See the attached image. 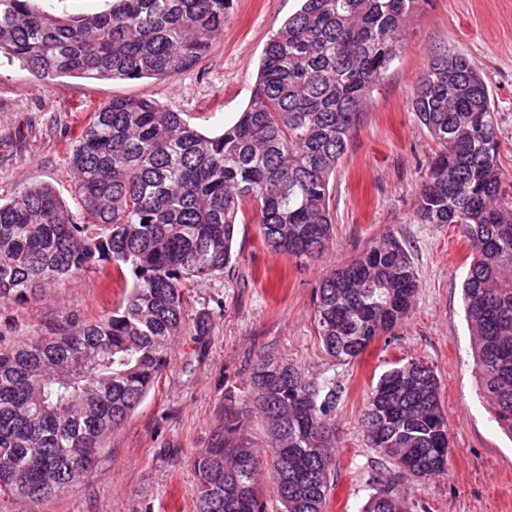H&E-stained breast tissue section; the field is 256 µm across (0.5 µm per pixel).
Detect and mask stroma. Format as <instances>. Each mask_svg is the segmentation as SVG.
I'll use <instances>...</instances> for the list:
<instances>
[{
    "label": "stroma",
    "instance_id": "35a3bbf8",
    "mask_svg": "<svg viewBox=\"0 0 512 512\" xmlns=\"http://www.w3.org/2000/svg\"><path fill=\"white\" fill-rule=\"evenodd\" d=\"M297 7L298 0H232L223 39L172 80H42L0 56V200L21 185L44 184L77 208L69 151L87 107L115 97L163 102L204 133L232 123L250 100L267 40ZM449 51L466 57L489 88L499 164L512 195V0H424L330 182L329 251L318 259L275 252L265 245L254 210L245 209L235 261L223 274L185 281L183 329L168 362L133 415L108 436L92 473L38 502L2 498L0 512H195L193 460L223 429L225 413L249 398L250 375L263 355L343 388L333 414L336 487L327 512H361L378 479L410 512H512V441L492 421L472 369L462 300L470 249L456 225L422 224L415 216L416 192L436 144L412 111V94L428 61ZM385 231L402 241L417 267L413 307L355 361H336L317 334L320 281ZM126 289L107 265L28 303L2 304L0 344L65 320H97ZM399 361L435 371L451 427L448 469L424 483L363 438L367 394Z\"/></svg>",
    "mask_w": 512,
    "mask_h": 512
}]
</instances>
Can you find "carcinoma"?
Listing matches in <instances>:
<instances>
[{
    "mask_svg": "<svg viewBox=\"0 0 512 512\" xmlns=\"http://www.w3.org/2000/svg\"><path fill=\"white\" fill-rule=\"evenodd\" d=\"M230 2L112 0L103 12L61 17L35 0H0V54L41 79H174L223 38ZM298 2L267 41L234 123L206 135L158 101L114 98L92 110L70 151L80 213L41 184L0 203V304H22L106 263L131 275L112 314L0 347V497L36 502L91 473L105 437L167 363L183 327V281L222 274L231 262L244 205L272 249L311 259L328 250L331 177L421 0ZM411 105L438 146L416 216L458 226L471 246L463 295L480 390L512 438V197L498 163L497 113L482 76L451 51L429 62ZM418 288L402 242L389 231L374 237L318 288L325 352L356 360L402 323ZM251 383L265 449L247 436L245 414L224 416V430L193 461L196 512H267L270 495L280 512H326L336 383L308 380L271 356L258 360ZM362 427L368 447L417 480L447 471L451 428L428 365L383 373ZM362 512L407 510L378 489Z\"/></svg>",
    "mask_w": 512,
    "mask_h": 512,
    "instance_id": "carcinoma-1",
    "label": "carcinoma"
}]
</instances>
